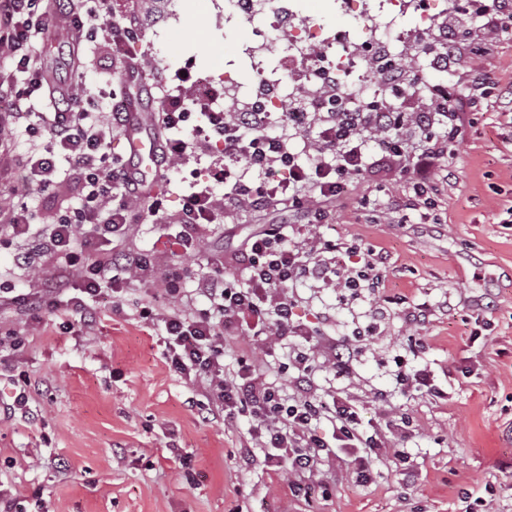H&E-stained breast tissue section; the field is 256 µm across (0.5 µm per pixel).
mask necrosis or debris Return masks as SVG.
Instances as JSON below:
<instances>
[{"label":"necrosis or debris","instance_id":"1","mask_svg":"<svg viewBox=\"0 0 512 512\" xmlns=\"http://www.w3.org/2000/svg\"><path fill=\"white\" fill-rule=\"evenodd\" d=\"M341 5L353 13L364 34L355 42L347 31L329 34L320 24H299L296 0L288 5L269 9L266 0H226L231 16L247 23H260L262 28L277 31L287 44L281 61L283 69L298 68L308 76L331 78L337 84L351 87L355 103H362L373 94L374 81L367 70L368 52L380 46H393L389 30L394 18L415 11L414 43H421L439 13L441 0H428L426 7L416 8L415 0H385L384 6L370 8L367 0H341Z\"/></svg>","mask_w":512,"mask_h":512}]
</instances>
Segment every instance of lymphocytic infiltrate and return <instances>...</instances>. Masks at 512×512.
I'll return each mask as SVG.
<instances>
[{"label": "lymphocytic infiltrate", "instance_id": "f902f5d3", "mask_svg": "<svg viewBox=\"0 0 512 512\" xmlns=\"http://www.w3.org/2000/svg\"><path fill=\"white\" fill-rule=\"evenodd\" d=\"M475 16L481 17L480 25L472 24ZM59 27L104 42L127 81L140 77V64L131 53L139 20L103 21L93 0H67L59 19L43 9L42 0H8L0 12V48L25 76L19 85L0 74V103L9 107L6 120L25 127L36 140L25 159L28 178L43 190L70 176L80 184L77 204L58 208L44 236L31 233L26 202L0 205V230L30 242L25 264L39 275L27 291L0 290V314L10 311L16 317L0 334V352L18 351L30 324L47 314L63 317L64 329L77 324L92 331L96 316L87 298L105 288L148 281L176 302L165 312L150 298L139 304L140 318L164 326L170 369L201 383L213 415L230 420L246 413L257 420L252 443L239 450L244 466L258 462L272 473L287 472L288 488L298 497L338 449L349 450L344 464L363 484L371 479L373 458L389 453L402 459V452H388L385 430L368 437L361 433L359 412L350 400L327 404L312 393L316 352H323L335 376L344 378L353 372L348 345L290 350L296 391L287 398L281 386L260 378L256 359L241 357L236 370L225 371L224 339L244 336L253 347L303 335L294 320L296 302L284 292L288 283L301 278L335 283L355 295L381 287L384 250L352 244L356 265L339 268L330 260L338 244L309 235V228L328 223L330 204L342 199L352 176L392 166L406 178L405 195L393 202L392 213L431 208L448 146L461 138L476 100L433 86L422 108L402 109L382 97L359 109L330 83L318 87L317 108H309L307 96L289 98L288 121L276 128L252 101L230 112L199 99L184 107L168 92L171 76L158 70L153 88L161 98L150 115L159 130L156 170L166 174L190 160L210 159L205 173L194 174L184 190L180 209L171 214L161 197L147 194L133 157L111 154L114 137L125 134L139 115L138 99L113 90L107 97L109 117L100 119L84 107L87 83L80 79L55 111L35 118L22 108V101L46 82L35 39ZM511 29L512 0H480L473 10L453 8L429 34L422 52L432 71L452 77L472 55L491 54L498 33ZM62 159L67 168L59 167ZM245 212L268 222L243 239L230 263L212 264L198 275L189 292L179 268L129 244L132 226L141 220L174 226L177 245L200 251L210 242L213 225L235 221ZM88 252L93 258L87 263L83 257ZM48 265L53 268L49 275L44 272ZM199 298L204 301L200 307L195 304Z\"/></svg>", "mask_w": 512, "mask_h": 512}]
</instances>
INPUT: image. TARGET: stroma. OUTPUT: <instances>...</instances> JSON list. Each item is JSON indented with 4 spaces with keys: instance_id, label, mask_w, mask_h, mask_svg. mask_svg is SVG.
I'll list each match as a JSON object with an SVG mask.
<instances>
[{
    "instance_id": "35a3bbf8",
    "label": "stroma",
    "mask_w": 512,
    "mask_h": 512,
    "mask_svg": "<svg viewBox=\"0 0 512 512\" xmlns=\"http://www.w3.org/2000/svg\"><path fill=\"white\" fill-rule=\"evenodd\" d=\"M68 42L70 54L58 53L52 36L36 49L58 80L84 72L94 105H101L122 75L104 44L74 36ZM259 42L225 17L224 0H168L162 20L144 22L132 50L154 60L142 68L141 85L161 68L229 72L237 81L231 95L244 101L282 55L272 41L247 55L246 47ZM479 64L490 77L483 88L466 77L456 86L481 100L448 157L451 177L438 184L437 221L414 211L408 220L393 218L385 203L401 194L403 177L366 172L351 180L345 205L318 229L343 244L340 264L350 263L345 248L354 242L386 250L383 288L353 299L310 280L287 287L300 322L318 341H343L355 351L347 379L316 361L317 398L352 400L368 436L384 421L412 417L411 431L390 442L405 463L373 460L374 479L362 485L333 461L307 500L290 494L287 475L259 466L242 471L238 448L253 420L204 419L194 405L196 385L166 363L161 327L135 310L154 285L135 282L94 299V334L62 331L48 315L8 356L15 374L38 392L33 420L0 418V489L24 512H512V31ZM0 134L15 155L0 177V196L27 198L31 230L44 232L55 207L26 182L23 160L33 139L21 128ZM366 198L375 209L363 207ZM131 240L187 267L186 287L203 271L202 257L175 245L167 225H134ZM25 249V241L0 236L1 286L29 287L31 274L18 263ZM386 297L395 300L390 315L373 322L376 302ZM419 305L429 318L409 325L405 311ZM372 322L375 336L356 337ZM402 365L427 370L434 393L402 391L395 379Z\"/></svg>"
}]
</instances>
